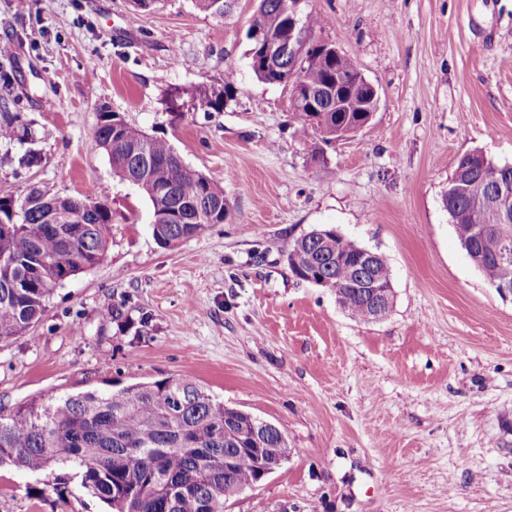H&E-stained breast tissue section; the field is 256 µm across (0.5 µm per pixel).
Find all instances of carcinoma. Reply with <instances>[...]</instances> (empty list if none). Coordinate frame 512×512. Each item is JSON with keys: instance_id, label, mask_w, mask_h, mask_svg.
Segmentation results:
<instances>
[{"instance_id": "cac0c4a2", "label": "carcinoma", "mask_w": 512, "mask_h": 512, "mask_svg": "<svg viewBox=\"0 0 512 512\" xmlns=\"http://www.w3.org/2000/svg\"><path fill=\"white\" fill-rule=\"evenodd\" d=\"M196 8L224 18L229 0H194ZM302 37L310 41L321 26L311 11L299 13ZM253 24L263 33L264 47L251 39L247 55L255 76L269 85L293 84L300 70L302 85L314 90L315 112H302L315 138L330 143L365 116L363 93L356 88L361 71L346 54H325L303 65L288 55L279 39L288 34V0H257ZM342 84L336 85V79ZM232 99L228 90L177 88L172 108L187 103L221 112ZM0 141L17 136V116L3 109ZM94 142L104 147L114 172L138 187L150 200L152 231L163 247L199 234L209 224H222L228 215L224 187L187 165L170 142L149 135L103 107ZM451 175L442 204L463 249L478 257L476 267L492 287L512 285V259L500 261L478 232L494 223L488 194L507 192L512 214V166L489 159L461 156ZM59 219L46 220L49 212ZM112 209L100 191L80 198L48 197L32 189L22 199L12 188H0V341L24 335L42 317L54 290L63 285L57 275L74 277L95 267L109 245ZM329 246L320 254L314 246ZM359 245L336 234L334 228L313 229L288 250V265L296 276L309 277L341 297L352 316L365 320L371 304L358 294L354 259ZM374 279L391 287L386 258L374 261ZM224 410L199 384L164 378L135 383L110 392L86 390L33 400L0 413V469L52 473L58 469L108 506V512H224V489L249 487L260 476V458L288 459V440L271 442L262 452L252 450L261 430L253 422ZM236 463L224 465V456Z\"/></svg>"}]
</instances>
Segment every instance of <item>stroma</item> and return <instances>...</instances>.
Here are the masks:
<instances>
[{
  "instance_id": "stroma-1",
  "label": "stroma",
  "mask_w": 512,
  "mask_h": 512,
  "mask_svg": "<svg viewBox=\"0 0 512 512\" xmlns=\"http://www.w3.org/2000/svg\"><path fill=\"white\" fill-rule=\"evenodd\" d=\"M313 40L379 89L371 122L323 145L289 90L260 82L245 31L192 0H0L7 98L31 141H0V184L109 186L104 260L0 342V409L173 377L275 424L292 454L230 512H512V297L459 246L442 205L460 156L512 165V0H308ZM230 87L175 112L183 86ZM169 140L224 187L227 220L173 248L146 195L94 142L101 107ZM41 158L20 167L26 150ZM331 226L388 260L393 305L362 321L298 279L286 252ZM151 317L142 330V314ZM78 481L0 471V512H104ZM231 99L232 96L227 87H224V90L219 92L215 90L207 92L198 88H176L171 93V108L175 109L176 112H182V108L190 102L193 108L200 106L205 111L213 110L220 112L224 110V105Z\"/></svg>"
}]
</instances>
